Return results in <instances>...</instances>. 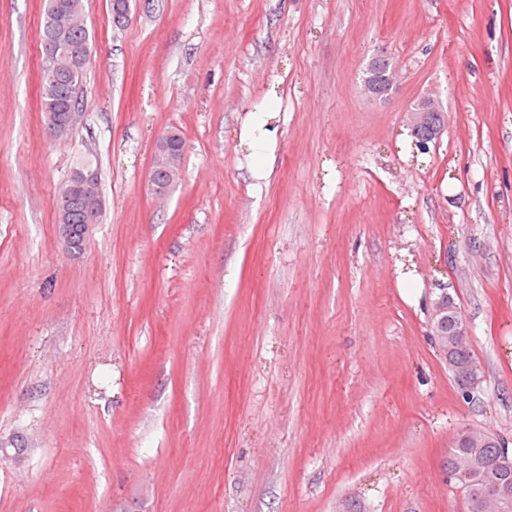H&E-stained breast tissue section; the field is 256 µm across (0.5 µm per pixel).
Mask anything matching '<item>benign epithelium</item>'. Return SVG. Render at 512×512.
<instances>
[{"mask_svg":"<svg viewBox=\"0 0 512 512\" xmlns=\"http://www.w3.org/2000/svg\"><path fill=\"white\" fill-rule=\"evenodd\" d=\"M71 27L70 18L60 20L59 28L47 42L48 53L55 59L62 55V47L67 41V32ZM399 80L396 67L389 68L387 80L382 83H364L363 91L371 99L386 100L390 98ZM443 111L442 105L429 95L421 96L410 107V122L407 129L412 137L413 149L423 153L429 149V143L439 138L444 123L437 120V113ZM81 113L71 107L51 114L50 131L56 135L68 132L78 121ZM177 153H185V144L179 142L178 134L165 133L158 142L156 155L168 159ZM180 166L166 163L165 166L151 168L149 182L153 193L164 197L169 187L178 176ZM98 173L91 168L77 170L69 178V184L56 200L57 221L62 237L70 241L75 233L85 234L87 226L97 223V214L103 210L104 201L97 191ZM77 199L82 203L86 223L78 226L67 222L66 204ZM432 327L446 357L448 365L455 372L457 387L466 398L481 382V369L475 358L464 364L456 361L457 350L470 345V334L467 322L460 315L456 304L444 292L432 303ZM497 440V436L486 431L462 428L454 435L451 446L465 448L467 453L461 457L456 466V477L475 492L473 496L474 512H506L512 508V486L506 482H493L477 478L481 449L488 447Z\"/></svg>","mask_w":512,"mask_h":512,"instance_id":"7a95c632","label":"benign epithelium"}]
</instances>
